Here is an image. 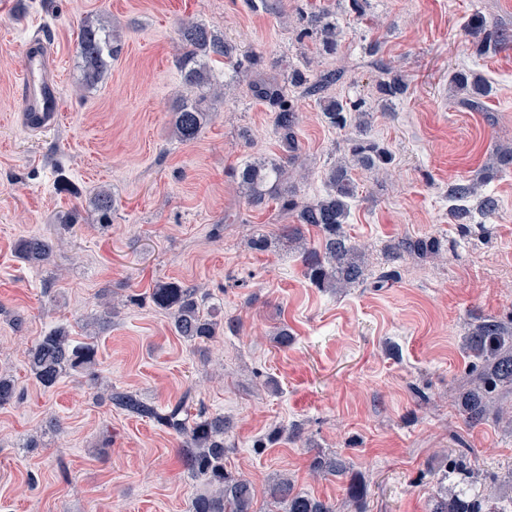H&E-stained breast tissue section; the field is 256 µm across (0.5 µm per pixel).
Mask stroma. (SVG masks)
<instances>
[{"instance_id":"35a3bbf8","label":"stroma","mask_w":512,"mask_h":512,"mask_svg":"<svg viewBox=\"0 0 512 512\" xmlns=\"http://www.w3.org/2000/svg\"><path fill=\"white\" fill-rule=\"evenodd\" d=\"M281 14L250 0H0V373L16 381L0 407V512H191L209 486L185 464L183 439L154 419L127 415L104 389L136 393L165 410L223 416L225 472L247 478L257 512H272L270 477L338 504L348 476H316L315 456L334 455L366 483L361 508L427 512L450 451L468 448L481 477L512 468V431L465 423L459 396L474 359L462 338L472 316L512 313V170L485 183L498 209L486 235L449 215L448 186L477 176L497 145L512 143V43L477 55L464 25L481 12L512 34V0H371L366 20L347 0H282ZM326 8L343 30L337 54L298 39L300 12ZM110 19L123 50L90 88L74 47L84 16ZM193 19L244 51L264 72L283 58L342 72L334 96L365 102L369 135L387 148V170L360 184L346 226L378 273L384 249L434 236L438 259H410L384 288L333 293L305 278L294 244L276 239V202L248 206L235 174L257 157L283 154L268 107L247 90L245 68L214 63L218 81L239 83L213 101L197 140L171 134L186 89L174 64L178 24ZM40 31L60 78L64 117L33 133L11 117L22 49ZM403 74L405 97L377 99L382 67ZM471 69L493 94L461 104L450 74ZM300 151L289 179L299 200L325 192L322 174L347 151L349 130L326 125L317 103L296 96ZM110 189L112 221L91 205ZM77 211L75 227L57 220ZM274 236L248 249L254 232ZM54 244L34 267L15 253L23 238ZM198 288L224 332L193 344L157 308L156 283ZM65 327L97 350L98 381L66 374L51 389L27 371L42 336ZM288 327L293 344L273 333ZM276 442H267L274 428Z\"/></svg>"}]
</instances>
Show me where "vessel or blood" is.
<instances>
[{
	"instance_id": "b4317fda",
	"label": "vessel or blood",
	"mask_w": 512,
	"mask_h": 512,
	"mask_svg": "<svg viewBox=\"0 0 512 512\" xmlns=\"http://www.w3.org/2000/svg\"><path fill=\"white\" fill-rule=\"evenodd\" d=\"M15 101V110L28 129L45 131L56 127L62 118L55 63L41 35L29 36L24 44Z\"/></svg>"
}]
</instances>
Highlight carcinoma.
<instances>
[{
	"label": "carcinoma",
	"instance_id": "obj_1",
	"mask_svg": "<svg viewBox=\"0 0 512 512\" xmlns=\"http://www.w3.org/2000/svg\"><path fill=\"white\" fill-rule=\"evenodd\" d=\"M299 38L319 40L322 51L336 53L338 25L336 16L327 11L302 14L299 17ZM468 31L477 41L476 51L481 53L502 45L512 35L491 25L479 12L471 15ZM181 53L176 67L183 84L194 90L192 98H183L174 109L171 122L172 134L181 142L197 139L207 123L209 110L205 105L203 89L210 86V63L230 60L236 48L224 39V35L195 21H183L179 25ZM122 45L112 33V27L99 18L85 19L79 29L75 44L76 57L81 61L84 83L92 86L104 71L118 58ZM341 79V72L323 70L319 73L288 67L282 78L269 82H250L252 97L270 108L273 123L287 157L280 160L256 159L243 165L238 172L240 186L247 201L260 207L270 199L280 203L283 217H291L292 223L283 224L280 237L302 242L304 229L313 227L322 236L320 248L301 247L300 261L305 276L318 288L345 289L366 282L373 288H382L398 278L400 271L392 267L381 271L368 280L366 248L352 244L345 232L350 203L357 195V184L352 169L357 167L376 173L391 163V154L378 142L366 135L367 113L359 111L360 105L347 107L342 100L329 95L328 90ZM450 84L453 91L462 95L461 102L478 108L482 100L491 96L492 86L473 71L453 73ZM314 99L321 116L331 127L354 131L349 138V159L338 160L324 172L327 190L311 202L300 203L290 194L283 181L288 179V165L293 163L297 149L295 129L299 122L291 89ZM408 86L400 75L379 83L380 98L391 104L407 94ZM512 168V146H499L493 152L477 181L459 180L448 186V199L452 202L450 214L457 221L471 223L473 210L469 201L477 195L479 184L488 181L501 171ZM92 205L103 224L111 221L113 199L111 192L100 189ZM54 250L51 241L41 237L22 239L17 251L32 265L47 262ZM390 260L438 257L442 243L436 237H403L387 246ZM153 300L171 318V324L184 340L189 342L211 340L217 336L220 323L212 311L204 308L199 289L176 282L160 283L153 290ZM463 346L475 359L476 374L470 379V387L461 396V407L466 422L479 425L490 419L505 421L512 429V409L499 405L498 395L512 393V315L508 317L478 316L470 323L463 338ZM97 351L89 343H76L69 332L58 327L49 331L28 352V368L32 377L45 389L54 387L63 374L79 372L92 382L96 381L94 367ZM110 400L117 408L139 418H154L168 428L185 436L187 463L193 474L203 477L212 486L208 495L198 496L192 503V512H256L251 483L224 472V417H202L190 413L186 402L180 401L160 412L150 403L129 391L114 390ZM316 473H341L343 467L335 456L319 455L311 462ZM451 470L466 477L472 474L469 451L459 448L451 459ZM266 494L269 501L282 507L283 512H338L333 503H327L296 490L288 474H280L268 482ZM501 499L499 485L492 481L483 490L450 495L437 491L429 503V512H506L496 509Z\"/></svg>",
	"mask_w": 512,
	"mask_h": 512
}]
</instances>
